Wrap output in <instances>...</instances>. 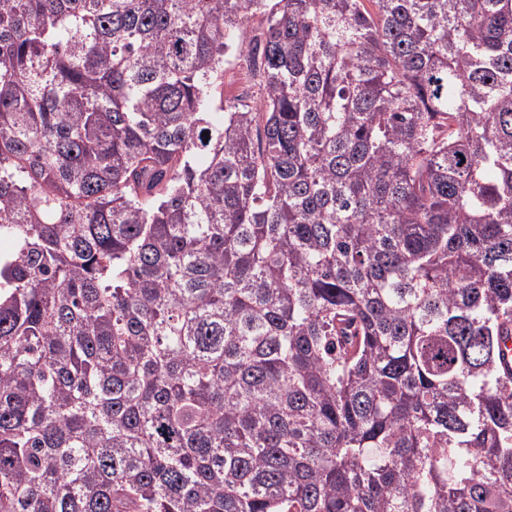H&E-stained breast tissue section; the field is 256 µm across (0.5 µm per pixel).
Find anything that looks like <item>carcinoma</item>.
<instances>
[{"instance_id":"carcinoma-1","label":"carcinoma","mask_w":512,"mask_h":512,"mask_svg":"<svg viewBox=\"0 0 512 512\" xmlns=\"http://www.w3.org/2000/svg\"><path fill=\"white\" fill-rule=\"evenodd\" d=\"M267 2L0 0V512H512V0ZM224 98L233 99L231 94L232 87L236 81L247 82L250 86V96L247 99L240 100L241 103L247 105H254V102H258V87L255 84L256 80H253L248 70V62L245 55L239 54L232 50L226 56V62H224Z\"/></svg>"}]
</instances>
